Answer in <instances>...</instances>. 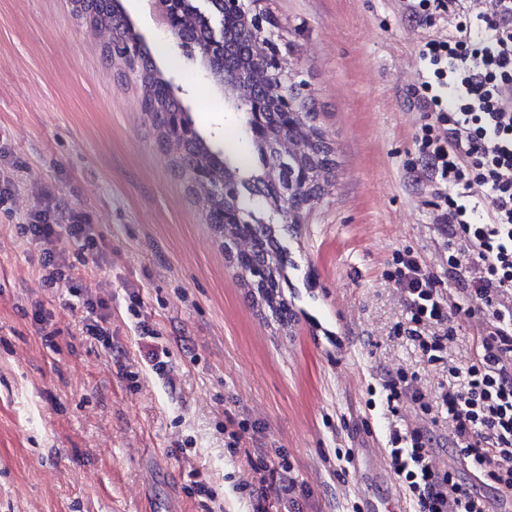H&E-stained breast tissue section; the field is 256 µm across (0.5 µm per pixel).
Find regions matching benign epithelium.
Instances as JSON below:
<instances>
[{"label":"benign epithelium","instance_id":"7a95c632","mask_svg":"<svg viewBox=\"0 0 512 512\" xmlns=\"http://www.w3.org/2000/svg\"><path fill=\"white\" fill-rule=\"evenodd\" d=\"M258 0H224V19L215 20L210 15V0H196L192 12L197 20L208 25L211 31L210 39L204 46L184 43L185 47L198 52L205 61L226 51L229 44L230 30L227 21L236 22L235 33L246 38L248 58L240 64L231 67V73H226L217 82L224 89L225 107L232 112L243 115L246 131L253 142L264 147L266 163L262 173L244 179L239 172L224 171V183L210 184L211 175L208 171L195 167L189 160H183V177L194 189L207 186L215 195L224 196V200L233 202L240 198V187L250 184L253 191L261 193L266 206L281 217L285 223L291 222L288 215V195L295 190V184L288 178V152L294 148L295 141L282 133L274 149H269V133L261 125L264 114L278 112L284 115L293 111L294 100L302 98L300 88L282 83L268 82L263 79L262 72L268 70L280 71L285 68L276 46L265 35V29L274 24L267 13L257 7ZM164 25L171 34H176L179 22L182 20V5L184 0H161ZM171 126L179 137L181 146L200 138V133L194 126L188 113L178 108L170 114ZM216 224H259L261 220L250 212H243L236 206H226L214 218Z\"/></svg>","mask_w":512,"mask_h":512}]
</instances>
